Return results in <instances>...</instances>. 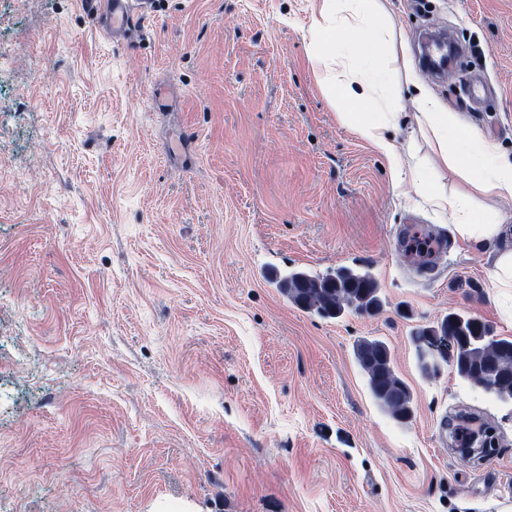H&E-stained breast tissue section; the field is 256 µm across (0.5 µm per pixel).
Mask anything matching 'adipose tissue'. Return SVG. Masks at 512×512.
<instances>
[{
  "instance_id": "ef3b65f1",
  "label": "adipose tissue",
  "mask_w": 512,
  "mask_h": 512,
  "mask_svg": "<svg viewBox=\"0 0 512 512\" xmlns=\"http://www.w3.org/2000/svg\"><path fill=\"white\" fill-rule=\"evenodd\" d=\"M390 33V18L379 0H321L314 20L318 47L313 60L345 122L373 152L384 158L393 181L411 175L418 193L437 213L451 214L457 236L485 249L494 282L512 288V213L491 217L477 210L479 200L512 201V161L498 155L474 128L453 112L442 111L419 90L410 138L432 147L434 166L448 169L462 185L448 193L424 180L416 157L395 143L403 114L384 96L387 73L381 51Z\"/></svg>"
}]
</instances>
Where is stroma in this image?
Returning <instances> with one entry per match:
<instances>
[{
  "label": "stroma",
  "mask_w": 512,
  "mask_h": 512,
  "mask_svg": "<svg viewBox=\"0 0 512 512\" xmlns=\"http://www.w3.org/2000/svg\"><path fill=\"white\" fill-rule=\"evenodd\" d=\"M152 4L115 38L81 0H0V512H512V405L423 374L412 339L451 312L512 337V291L341 118L317 0ZM383 5L418 81L512 158V0ZM434 26L479 102L423 67ZM359 265L378 312L279 287ZM361 338L408 421L371 398ZM461 414L495 429L489 459L458 457ZM354 355L375 404L396 422L409 420L412 394L396 372L388 345L379 339H361L354 346Z\"/></svg>",
  "instance_id": "obj_1"
}]
</instances>
